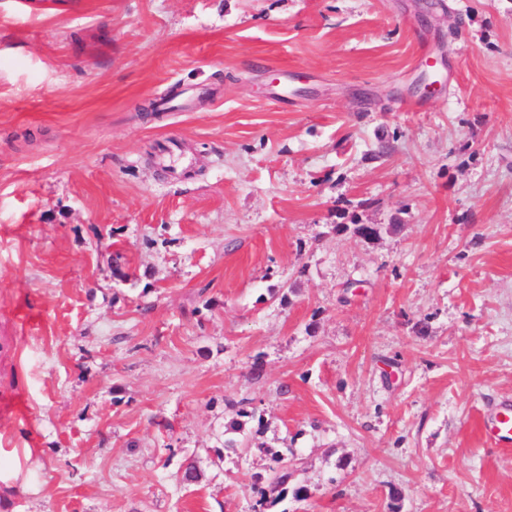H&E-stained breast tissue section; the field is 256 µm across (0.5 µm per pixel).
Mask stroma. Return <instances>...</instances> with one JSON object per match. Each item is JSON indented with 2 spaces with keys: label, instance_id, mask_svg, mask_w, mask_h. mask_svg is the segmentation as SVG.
<instances>
[{
  "label": "stroma",
  "instance_id": "stroma-1",
  "mask_svg": "<svg viewBox=\"0 0 512 512\" xmlns=\"http://www.w3.org/2000/svg\"><path fill=\"white\" fill-rule=\"evenodd\" d=\"M504 401L512 0H0L4 512H512ZM485 433L498 444L512 442V405L502 403L492 415L485 420ZM270 454V464L266 477L261 474L253 476L254 487L263 485L257 490L259 498L253 505L254 512H267L269 507L274 506L288 495V483L292 472L288 469V448L284 451L267 449Z\"/></svg>",
  "mask_w": 512,
  "mask_h": 512
}]
</instances>
